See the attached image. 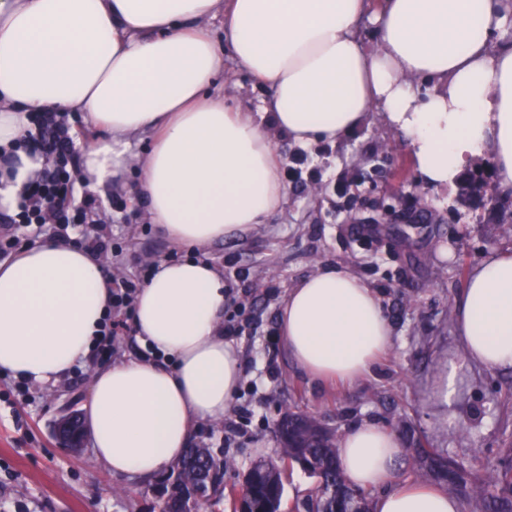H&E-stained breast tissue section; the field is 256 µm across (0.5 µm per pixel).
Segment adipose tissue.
Masks as SVG:
<instances>
[{"label":"adipose tissue","instance_id":"obj_1","mask_svg":"<svg viewBox=\"0 0 512 512\" xmlns=\"http://www.w3.org/2000/svg\"><path fill=\"white\" fill-rule=\"evenodd\" d=\"M367 0H0V146L25 115L83 112L104 135L81 151L82 180L112 186L132 141L152 139L139 191L173 242L200 248L267 223L287 186L269 122L296 145L338 143L368 111L400 130L425 185L448 190L490 156L512 188V43L496 38L512 0H384L375 46L358 35ZM224 17L235 66L268 85L257 111L209 90L224 57L205 26ZM134 304L154 358L97 366L85 405L93 458L149 481L183 456L200 424L222 421L242 380L224 338V276L202 259L159 262ZM111 301L100 259L47 242L0 263V374L54 386L89 361ZM455 314L470 362L512 368V251L470 274ZM284 350L309 377L354 382L391 343L368 284L330 266L291 288ZM391 429L346 432L347 482L376 490L373 512H462L444 489L398 477Z\"/></svg>","mask_w":512,"mask_h":512}]
</instances>
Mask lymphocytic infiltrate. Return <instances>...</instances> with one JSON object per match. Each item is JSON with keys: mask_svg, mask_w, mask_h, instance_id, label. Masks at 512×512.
Instances as JSON below:
<instances>
[{"mask_svg": "<svg viewBox=\"0 0 512 512\" xmlns=\"http://www.w3.org/2000/svg\"><path fill=\"white\" fill-rule=\"evenodd\" d=\"M26 119L20 139L0 147V167L12 168L21 149L43 156L44 165L24 184L14 210L0 212V258L16 254L40 237L73 244L96 258L111 253L115 248L111 226L91 222L99 209L95 196L87 192L81 205L73 203L79 173L66 113L31 112ZM138 289L132 280L115 282L112 306L100 323L92 357H112L118 341L114 326L117 319L132 317Z\"/></svg>", "mask_w": 512, "mask_h": 512, "instance_id": "1", "label": "lymphocytic infiltrate"}]
</instances>
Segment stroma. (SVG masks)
Segmentation results:
<instances>
[{"instance_id":"obj_1","label":"stroma","mask_w":512,"mask_h":512,"mask_svg":"<svg viewBox=\"0 0 512 512\" xmlns=\"http://www.w3.org/2000/svg\"><path fill=\"white\" fill-rule=\"evenodd\" d=\"M227 104L256 111L267 89L225 60L215 79ZM283 165L305 156V169L320 179L288 182V195L268 223L230 235L204 250L171 242L153 224L135 194L137 166H129L113 213L112 232L121 257H106L123 275L141 265L200 257L219 266L231 290L233 316L247 322L234 341L244 377L224 422L205 424L193 444L228 460L223 512H239L237 497L248 469L278 459L276 423L288 412L317 417L343 435L363 420L389 427L403 445L437 449L466 470L491 471L512 448V368L476 365L466 358L453 316L470 272L492 253L512 249V190H503L490 157L471 174L486 184L487 201L476 207L459 191L433 197L417 173L401 132L377 114L342 142L301 148L266 127ZM334 265L349 270L380 295L393 329L391 346L354 385L316 381L302 373L280 346L279 310L288 289ZM275 372H268L267 360ZM461 368L454 401H447L449 363ZM92 370L79 365L54 388H17L0 376V512H159L157 481H117L93 459L91 442L77 451L54 433L65 413H83ZM241 435L224 439L225 421ZM281 512H306L315 478L298 467L282 468Z\"/></svg>"}]
</instances>
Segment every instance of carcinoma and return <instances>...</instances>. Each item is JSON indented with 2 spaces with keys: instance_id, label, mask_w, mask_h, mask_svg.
<instances>
[{
  "instance_id": "cac0c4a2",
  "label": "carcinoma",
  "mask_w": 512,
  "mask_h": 512,
  "mask_svg": "<svg viewBox=\"0 0 512 512\" xmlns=\"http://www.w3.org/2000/svg\"><path fill=\"white\" fill-rule=\"evenodd\" d=\"M297 419L303 421L300 440L294 446L283 447V452L293 464L301 456L312 460L308 475L316 479L317 485L308 512H371L369 497L350 486L345 478L337 437L312 417L299 415ZM407 452L417 478L437 481L445 488L461 482L465 495L476 501L484 512H512V469L471 476L464 467L432 448H409ZM256 467L260 471L256 484L257 503L269 512H280L284 491L280 467L267 471L263 462ZM224 468V462L214 458L209 449H188L166 490V503L178 506L189 491L206 486L209 473L224 476ZM332 487L336 489L334 495L330 494Z\"/></svg>"
}]
</instances>
